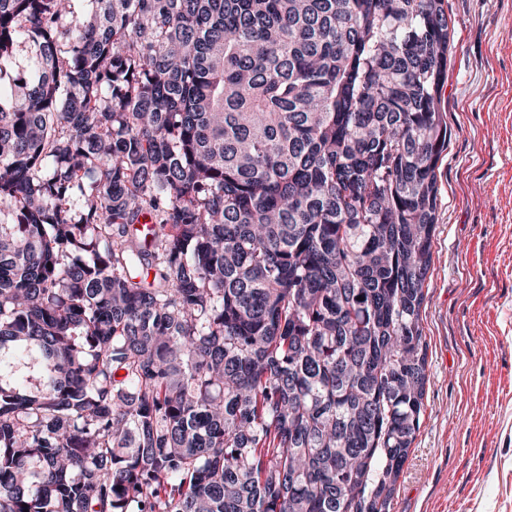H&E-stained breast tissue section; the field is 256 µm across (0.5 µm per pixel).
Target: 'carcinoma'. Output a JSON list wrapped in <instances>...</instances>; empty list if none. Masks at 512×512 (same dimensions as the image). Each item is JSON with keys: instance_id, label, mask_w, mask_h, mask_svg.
Wrapping results in <instances>:
<instances>
[{"instance_id": "cac0c4a2", "label": "carcinoma", "mask_w": 512, "mask_h": 512, "mask_svg": "<svg viewBox=\"0 0 512 512\" xmlns=\"http://www.w3.org/2000/svg\"><path fill=\"white\" fill-rule=\"evenodd\" d=\"M85 2L0 0V512H392L443 0Z\"/></svg>"}]
</instances>
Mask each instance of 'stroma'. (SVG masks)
<instances>
[{
	"label": "stroma",
	"mask_w": 512,
	"mask_h": 512,
	"mask_svg": "<svg viewBox=\"0 0 512 512\" xmlns=\"http://www.w3.org/2000/svg\"><path fill=\"white\" fill-rule=\"evenodd\" d=\"M425 411L394 512H512V0H445Z\"/></svg>",
	"instance_id": "35a3bbf8"
}]
</instances>
